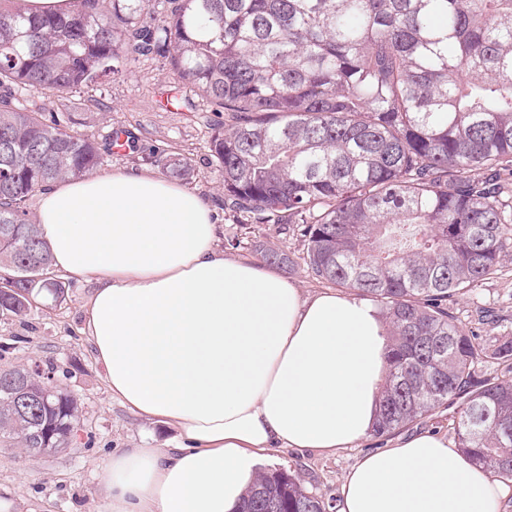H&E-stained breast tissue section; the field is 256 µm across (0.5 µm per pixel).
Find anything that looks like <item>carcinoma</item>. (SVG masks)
<instances>
[{"label":"carcinoma","instance_id":"carcinoma-1","mask_svg":"<svg viewBox=\"0 0 512 512\" xmlns=\"http://www.w3.org/2000/svg\"><path fill=\"white\" fill-rule=\"evenodd\" d=\"M68 16L0 9V312L26 314L52 254L28 202L49 183L103 165L69 112L24 104L95 85L122 54L162 53L182 88L224 113L208 141L224 206L240 224H298L320 279L385 308L383 437L462 401L458 445L512 481V336L481 347L448 302L499 270L512 246V0H83ZM152 163L191 175L190 159ZM483 170L488 177L475 178ZM262 259L287 268L283 250ZM41 399L24 405L21 398ZM76 398L38 371L0 366V446L59 451ZM249 512H327L297 476L259 475Z\"/></svg>","mask_w":512,"mask_h":512}]
</instances>
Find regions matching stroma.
I'll use <instances>...</instances> for the list:
<instances>
[{"label":"stroma","instance_id":"stroma-1","mask_svg":"<svg viewBox=\"0 0 512 512\" xmlns=\"http://www.w3.org/2000/svg\"><path fill=\"white\" fill-rule=\"evenodd\" d=\"M101 89L86 90L67 103L79 133L94 137L108 157L100 174L151 167L155 150L190 157L193 174L185 184L211 208L219 226L218 244L225 256L260 262V248H281L295 264L284 279L304 293L328 290L303 261L304 246L296 226L240 224L224 207V185L207 150L211 127L223 123L205 98L172 102L180 80L167 58L129 53ZM127 138L123 150L111 152L109 135ZM69 297L62 306L40 307L30 314L0 316V364L40 365L52 383L78 401V431L61 452L33 456L20 448L0 447V497L12 499L17 512H101L99 468L112 452L176 443L173 428L130 414L113 400L84 332V303L92 288L85 279L66 275ZM448 311L477 343L512 336V251L497 275L457 295ZM395 435L367 436L355 445L325 455L306 448L275 449L268 466L295 473L307 491L337 503L344 475L367 453L392 447Z\"/></svg>","mask_w":512,"mask_h":512}]
</instances>
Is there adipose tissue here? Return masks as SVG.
<instances>
[{"mask_svg":"<svg viewBox=\"0 0 512 512\" xmlns=\"http://www.w3.org/2000/svg\"><path fill=\"white\" fill-rule=\"evenodd\" d=\"M56 270L87 279L86 334L113 399L176 428L100 468L103 512H241L267 452L331 455L374 428L385 319L225 256L208 205L150 170L67 179L37 212ZM512 489L444 438L362 458L336 512H499Z\"/></svg>","mask_w":512,"mask_h":512,"instance_id":"ef3b65f1","label":"adipose tissue"}]
</instances>
